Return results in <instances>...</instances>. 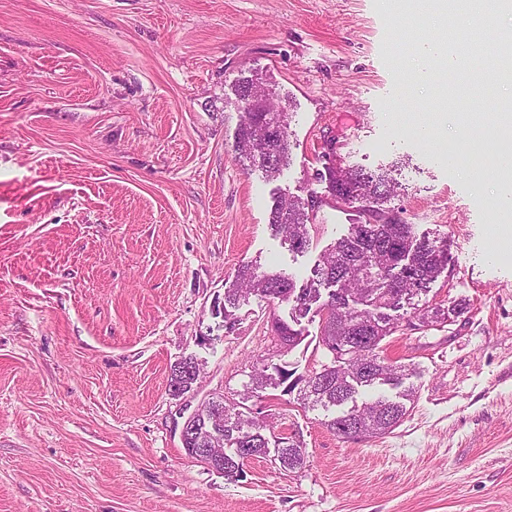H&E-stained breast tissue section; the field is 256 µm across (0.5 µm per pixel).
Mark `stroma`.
Here are the masks:
<instances>
[{
  "instance_id": "stroma-1",
  "label": "stroma",
  "mask_w": 512,
  "mask_h": 512,
  "mask_svg": "<svg viewBox=\"0 0 512 512\" xmlns=\"http://www.w3.org/2000/svg\"><path fill=\"white\" fill-rule=\"evenodd\" d=\"M452 29L490 43L512 11L451 25L433 0H0V512H512V227L492 231L497 178L442 154L456 116L484 133L512 82L465 93L453 64L422 60ZM423 64L433 80L407 81ZM248 77L290 103L274 179L233 148ZM430 121L442 141L416 134ZM334 158L401 161L385 208L447 240L428 299L467 310L435 329L401 313L383 341L415 392L393 432L342 441L330 412L270 390L306 465L258 458L234 481L180 429L240 390L291 307L250 297L229 329L224 286L246 262L312 278L362 217L320 177ZM280 196L316 203L306 253L270 229ZM300 328L299 374L325 359L318 319ZM188 356L202 378L176 398L169 367Z\"/></svg>"
}]
</instances>
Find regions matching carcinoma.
<instances>
[{"instance_id":"1","label":"carcinoma","mask_w":512,"mask_h":512,"mask_svg":"<svg viewBox=\"0 0 512 512\" xmlns=\"http://www.w3.org/2000/svg\"><path fill=\"white\" fill-rule=\"evenodd\" d=\"M502 71L493 67L480 74L460 75L463 85L477 91ZM257 82L243 80L236 89L240 104V123L235 151L273 178L291 162L289 140L275 142L266 128L290 125L291 113L284 106L261 121L250 111L245 92ZM399 163L392 162L375 171L353 167L328 166L321 177L328 181L331 195L344 203L360 202L364 222L350 225L347 235L337 239L319 255L314 276L299 284L290 274L262 270L253 264L238 266L232 284L224 288V323L236 325L235 311L250 294L272 302L291 305L293 323L309 315L320 318L321 343L330 360L300 376L302 385L294 390L289 382L295 372L256 361L251 365L249 381L243 384V399L260 398L266 389L280 388L282 393L298 392L303 405L326 410L352 403V406L326 421L327 429L345 441L367 440L392 432L408 414L407 402L413 390L399 393V399L380 395L357 404L361 388L402 384L405 367L388 361L381 342L398 328L391 312L411 304V300L430 291V285L448 266V242L419 235L412 224L387 215L383 205L396 190L395 173ZM316 203L280 197L272 205L269 225L285 240L295 242V251L305 253L312 240L310 228ZM329 288L321 299V287ZM467 309L466 304L450 301L448 305L424 303L419 309L424 326L451 325ZM270 335L280 347L289 351L301 341L302 331L280 318H272ZM199 364L186 357L170 370L169 391L175 397L192 390L199 378ZM212 404L223 411L197 421L193 437L181 440L184 448H205L217 441L224 448V475L232 478L244 466L241 448H252L256 457L266 456L270 441L267 422L248 418L240 404L229 403L224 396L211 397ZM279 469L298 472L305 467V451L287 437L272 442Z\"/></svg>"}]
</instances>
